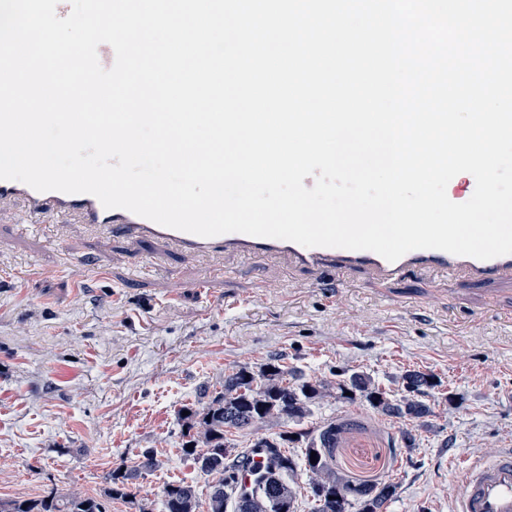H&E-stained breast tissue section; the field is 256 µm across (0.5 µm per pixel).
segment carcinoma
<instances>
[{"instance_id":"cac0c4a2","label":"carcinoma","mask_w":512,"mask_h":512,"mask_svg":"<svg viewBox=\"0 0 512 512\" xmlns=\"http://www.w3.org/2000/svg\"><path fill=\"white\" fill-rule=\"evenodd\" d=\"M394 382L397 396L363 371H342L334 379H318L301 368L285 365L271 355L257 368L242 366L224 373L220 390L202 407L189 410L181 432L182 454L212 477L207 497L200 500L196 488L183 481L165 484L161 491L163 512H281L295 508L300 493L296 479L306 471L314 512H384L396 485L353 483L336 469V427L319 435L304 428L318 403L326 398L360 402L373 411L400 421L425 425L434 413L438 397L432 374L407 369ZM273 424L278 430L252 442L266 449L263 473L253 487L236 490L238 472L248 449L237 448L230 436L257 425ZM316 462H311V452ZM160 466L150 448L133 463L122 461L105 476L98 495L59 494L54 487L35 498L0 501V512H107L114 499L136 498V479Z\"/></svg>"}]
</instances>
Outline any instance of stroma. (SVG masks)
Listing matches in <instances>:
<instances>
[{
  "label": "stroma",
  "mask_w": 512,
  "mask_h": 512,
  "mask_svg": "<svg viewBox=\"0 0 512 512\" xmlns=\"http://www.w3.org/2000/svg\"><path fill=\"white\" fill-rule=\"evenodd\" d=\"M0 220V499L45 486L96 493L114 463L148 448L162 464L136 503L209 479L177 450L183 407L225 372L273 354L328 379L346 368L386 388L405 368L440 381L427 426L403 447L401 421L325 401L316 430L350 423L336 450L349 480L397 486L385 512H451L456 465L512 448V288L447 286L410 275L377 290L239 255L161 256L158 246L94 236L80 224L36 230ZM224 278L213 291L192 282Z\"/></svg>",
  "instance_id": "stroma-1"
}]
</instances>
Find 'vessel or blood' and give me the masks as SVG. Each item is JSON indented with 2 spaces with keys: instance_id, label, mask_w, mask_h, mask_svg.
Segmentation results:
<instances>
[{
  "instance_id": "1",
  "label": "vessel or blood",
  "mask_w": 512,
  "mask_h": 512,
  "mask_svg": "<svg viewBox=\"0 0 512 512\" xmlns=\"http://www.w3.org/2000/svg\"><path fill=\"white\" fill-rule=\"evenodd\" d=\"M0 202L17 208V223L84 224L92 231L129 241H151L179 254L223 253L277 259L311 273L362 274L375 288L408 274L437 281L486 285L512 279V254L489 260L435 249L413 250L394 262L367 250L304 247L291 241L227 233L211 238L167 228L124 209H107L90 194L39 192L19 182L0 180ZM461 487L453 512H512V449L492 459L462 465Z\"/></svg>"
}]
</instances>
